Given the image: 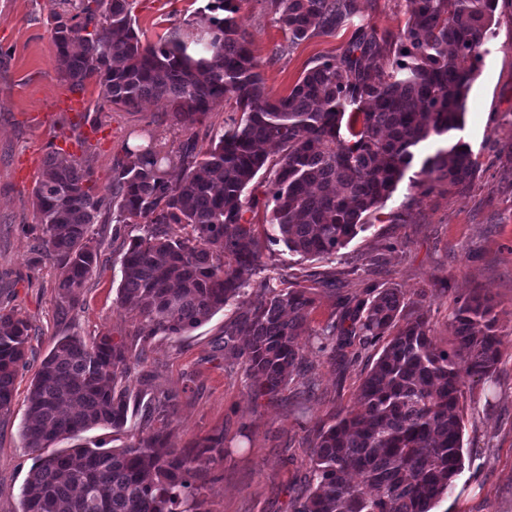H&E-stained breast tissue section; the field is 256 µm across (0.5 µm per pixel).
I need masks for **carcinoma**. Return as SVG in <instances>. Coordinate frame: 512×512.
<instances>
[{
  "mask_svg": "<svg viewBox=\"0 0 512 512\" xmlns=\"http://www.w3.org/2000/svg\"><path fill=\"white\" fill-rule=\"evenodd\" d=\"M133 2L63 0L67 8L52 17L61 78L73 92L94 78L108 102L128 110L164 101L169 111L159 120L187 137L173 155L153 145L126 149L104 195L79 161L51 154L33 191L38 251L56 263L60 302L73 309L101 255L91 227L145 220L121 258L120 298L136 304L149 336H180L238 306L224 324V361L241 365L256 396L272 398L301 363L315 299L310 288L278 287L274 272L247 297L266 264L245 214L271 208L272 240L307 260L329 258L366 229L364 218L430 139L445 147L422 161L420 174L466 191L478 163L448 134L463 127L496 0H406L409 18L396 34L360 20L358 0H270L291 45L353 27L336 56L279 98L257 72L233 0H206L190 32L158 46L141 44ZM226 98L241 118L204 148L195 125ZM262 144L277 148L274 164ZM164 161L176 177L161 170ZM264 168L270 188L259 195L253 180ZM174 224L191 233L173 234ZM366 292L341 298L339 315L317 335L334 340L333 362L355 340L382 351L355 405L317 430L308 486L292 497L291 512H435L464 466V378L479 381L500 362L503 336L489 300L463 303L441 347L425 314L403 318L401 289L370 284ZM29 343V326L1 310L0 412L11 407ZM131 356L106 334L63 336L41 361L21 435L26 447L51 452L30 470L22 512H201L211 464L224 457L222 433L191 449L174 447L163 430L126 448H54L93 428L126 429L122 379ZM176 399H139L143 422L173 416Z\"/></svg>",
  "mask_w": 512,
  "mask_h": 512,
  "instance_id": "carcinoma-1",
  "label": "carcinoma"
}]
</instances>
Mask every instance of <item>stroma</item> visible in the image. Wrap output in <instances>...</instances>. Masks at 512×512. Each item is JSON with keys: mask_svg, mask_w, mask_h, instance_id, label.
I'll list each match as a JSON object with an SVG mask.
<instances>
[{"mask_svg": "<svg viewBox=\"0 0 512 512\" xmlns=\"http://www.w3.org/2000/svg\"><path fill=\"white\" fill-rule=\"evenodd\" d=\"M266 89L278 98L291 91L304 71L335 56L351 31L343 27L289 45L269 0H235ZM377 30L399 31L406 0H359ZM203 0H135V28L143 45L185 31ZM61 0H0V307L32 328L27 363L15 380L9 411L0 413V512H21V493L38 457L25 448L21 429L30 384L57 339L101 335L133 344L124 381L132 397L177 393L176 414L143 427L130 418L124 433L95 428L88 443L120 448L166 427L171 443L193 448L224 435V458L216 479L203 491L205 512H290L289 501L304 488L314 431L332 412L355 404L358 388L380 347L347 348L343 361L306 346L311 377H292L275 398H255L240 366L226 363L217 346L226 306L180 336H146L136 308L121 304L120 259L136 224H97L100 263L89 277L76 309L63 311L58 270L37 254L33 188L50 152L64 149L89 166L97 192L112 184V166L125 148L153 133L166 151L177 149L182 132L155 124L163 103L146 101L126 110L107 102L95 81L82 93L83 115L61 111L70 93L56 62L52 16ZM494 36L478 64L467 100L464 126L454 139L469 145L479 169L464 193L438 185L419 187L417 168L402 181L368 227L336 256L303 260L284 243L268 239V211L253 213L254 234L269 267L280 270L282 287L306 283L308 274L336 277L335 290L315 288L311 329L338 312L342 295L364 297L368 284L405 294L404 316L426 312L433 336L448 343V319L471 297L489 299L503 336L502 358L490 377L467 382L461 402L464 468L452 493L436 512H512V0H498Z\"/></svg>", "mask_w": 512, "mask_h": 512, "instance_id": "35a3bbf8", "label": "stroma"}]
</instances>
